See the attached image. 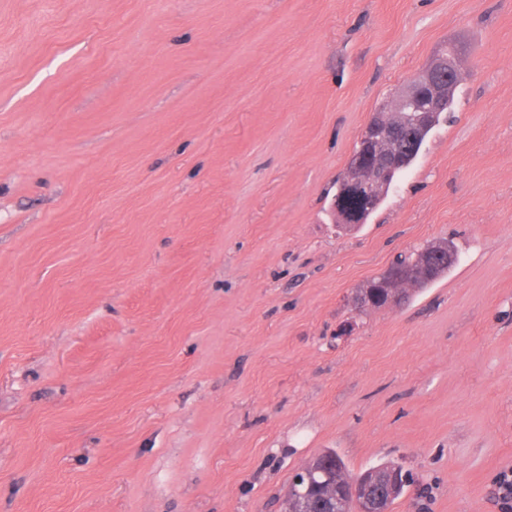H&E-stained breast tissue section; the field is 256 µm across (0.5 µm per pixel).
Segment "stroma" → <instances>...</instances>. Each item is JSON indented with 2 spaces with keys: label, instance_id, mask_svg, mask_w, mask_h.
Instances as JSON below:
<instances>
[{
  "label": "stroma",
  "instance_id": "1",
  "mask_svg": "<svg viewBox=\"0 0 512 512\" xmlns=\"http://www.w3.org/2000/svg\"><path fill=\"white\" fill-rule=\"evenodd\" d=\"M453 118L327 213L448 44ZM441 239L400 307L357 288ZM326 450L501 512L512 469V0H0V512H283ZM413 249L404 253H400L397 258L392 262V264H401L405 260H409L406 265H403L399 268H394L390 270L385 278L391 284H414V282L423 279H431L434 278L438 273L437 267L433 263H419L417 259L414 261H410V259L415 255L416 252L420 250ZM430 255L434 256H444L445 264H448V267L445 269H441V271L437 274L438 276L429 281H423L419 283V288H424L442 277L444 274L448 272V268L452 267L457 262V255L454 249L448 244L441 242H435L434 246L429 248Z\"/></svg>",
  "mask_w": 512,
  "mask_h": 512
}]
</instances>
